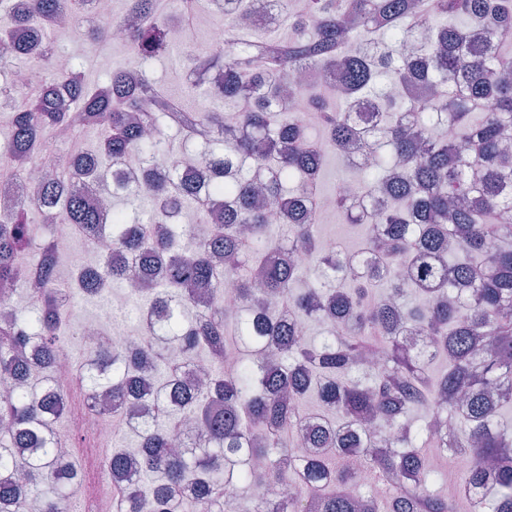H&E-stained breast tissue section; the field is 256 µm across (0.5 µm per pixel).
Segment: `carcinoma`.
I'll use <instances>...</instances> for the list:
<instances>
[{
  "instance_id": "carcinoma-1",
  "label": "carcinoma",
  "mask_w": 512,
  "mask_h": 512,
  "mask_svg": "<svg viewBox=\"0 0 512 512\" xmlns=\"http://www.w3.org/2000/svg\"><path fill=\"white\" fill-rule=\"evenodd\" d=\"M224 52L193 58L194 84L224 68V85L203 112L179 106L155 112L148 100L165 91L145 71L173 51L171 15L162 0H126L119 17L85 39L110 41L125 30L126 59L91 81L75 58L53 65L52 41L29 85L24 31L38 22L54 31L60 11L78 15L87 0H0V112L12 128L0 161L28 160L57 144L59 134L82 140L71 156L79 174L135 199L150 223L124 209L111 211V251L72 275L69 294L53 286L62 261L57 238H44L36 206L52 208L96 247L99 204L69 187L63 176L43 182L35 201L0 216V373L13 390L0 395V512H70L79 465L59 459L57 420L68 402L53 385L58 346L68 333L69 296L95 297L114 283L138 281L143 305L163 327L149 326L133 345L106 338L73 372L88 392L112 395L120 410L147 392L156 414L132 429L133 449L117 448L107 467L126 476L117 512H141L149 493L157 512H224L225 499L247 489L260 512H357L358 473L336 467L357 453L379 479L399 485L384 512H453L429 489L420 448H443L472 460L461 486L483 491L475 512H512V428L500 422L512 407V0H306L290 14L293 36L270 35L254 0H223ZM465 17L468 27L456 19ZM487 34L478 51V25ZM264 59L261 73L252 58ZM334 79L338 96L307 91L321 141L354 143L374 155L355 164L361 180L337 193L335 213L366 229L360 254L375 257L354 277L342 276L355 255L323 252L311 188L324 166L320 141L303 118L280 106L284 84L298 69ZM392 81L377 90L378 76ZM233 110L224 121V110ZM167 144L168 165L144 187L124 186L114 161L150 167ZM202 147L206 165L187 176L180 159ZM264 195L288 210V224L270 223L256 202ZM233 196L224 223L204 245H192L194 225L208 219L200 186ZM394 205L369 209L379 196ZM386 224L377 236L372 225ZM309 262L301 266L295 254ZM231 283L239 312L224 311ZM216 295L206 310L195 297ZM324 326L318 340L300 328ZM423 336L434 353L408 349L405 336ZM210 367L206 387L178 383L168 346ZM238 353L224 372L223 353ZM448 361L439 376L429 371ZM315 396L324 411L301 402ZM454 424L446 436L443 418ZM311 424L309 451L293 460L289 433ZM267 462L270 482L293 485L291 498L271 499L252 482L250 463ZM194 494L183 497V490Z\"/></svg>"
}]
</instances>
